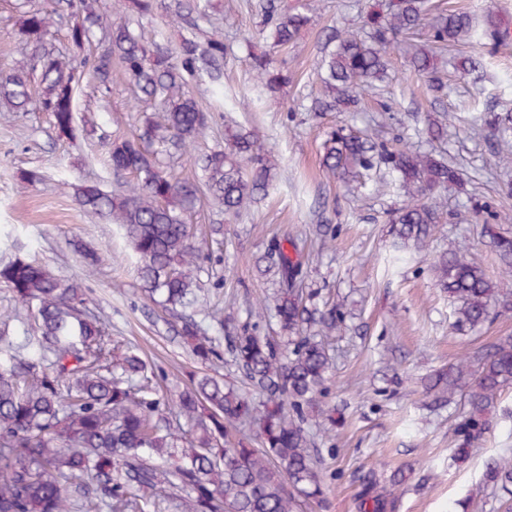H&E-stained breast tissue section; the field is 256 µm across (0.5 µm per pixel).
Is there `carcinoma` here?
I'll return each mask as SVG.
<instances>
[{
	"instance_id": "1",
	"label": "carcinoma",
	"mask_w": 512,
	"mask_h": 512,
	"mask_svg": "<svg viewBox=\"0 0 512 512\" xmlns=\"http://www.w3.org/2000/svg\"><path fill=\"white\" fill-rule=\"evenodd\" d=\"M27 6L18 30L29 47L22 59L0 69V99L15 112L35 103L49 114L61 135L77 131L75 95L86 73L101 95L111 90L112 67L134 86L141 101H157L163 122L145 119L131 138L92 128L107 147L112 170L133 179L106 192L94 182L75 187L85 211L116 224L136 256L141 292L151 303L180 319L178 335L194 358L216 365L229 353L249 390L221 378L195 375L190 386L168 399L156 387L157 372L135 349L112 344L103 323L90 313L82 284L56 276L24 257L0 265V285L12 293L0 321L27 325L21 336L0 330V512H163L175 492L186 495L187 512H305L324 502V484L312 455L313 415L325 412L333 368L326 339L340 331L343 304L321 307L306 287L304 254L288 238L268 247L265 272L277 288L273 308L280 335L264 331L266 302L251 309L236 332L219 338L202 332L195 315L207 308L199 272L204 256L186 217L203 201L227 218L237 217L266 194L277 160L251 129L227 132L225 146L194 152L212 122L189 79L224 76V39H184L176 50L148 44L135 32L139 20L155 13L162 0H124L112 23L103 22L97 0H43ZM164 5V4H162ZM262 31L271 48L297 43L316 10L301 0L291 11L259 4ZM169 21L200 28L211 23L207 9L172 0ZM69 19L68 41L81 51L97 39L106 48L95 56L68 55L50 42L51 28ZM427 31L413 47L410 68L440 83V57L454 47L512 48V30L489 9L479 16L440 8L431 0H386L366 15L363 28L331 31L335 46L321 57L325 98L319 112H350L362 94L390 80L387 55L401 37ZM255 80L276 92L288 76L269 54L247 61ZM453 67L463 76L480 74L484 56L462 52ZM471 129H489L498 143V162L512 165V111L473 118ZM186 156L202 171L199 181L181 179L163 158ZM323 167L346 187L366 186L373 171L386 170L404 193L401 206L387 214L393 247H428L432 227L446 206L444 191L464 181L461 169L433 149L396 147L370 131H332L323 143ZM486 234L505 265V276L489 279L476 255L455 252L434 258L438 286L448 293L450 327L472 331L491 320V299L512 306V234L493 225ZM512 388V336L486 349L465 353L429 377L433 403L464 402L453 429L454 454L464 459L493 429L502 395ZM183 419L189 433L174 426ZM489 482L512 485V450L486 466ZM400 473L379 491L367 481L359 512H396Z\"/></svg>"
}]
</instances>
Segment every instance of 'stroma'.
<instances>
[{
    "instance_id": "obj_1",
    "label": "stroma",
    "mask_w": 512,
    "mask_h": 512,
    "mask_svg": "<svg viewBox=\"0 0 512 512\" xmlns=\"http://www.w3.org/2000/svg\"><path fill=\"white\" fill-rule=\"evenodd\" d=\"M259 2H209L232 52L221 83L194 82L198 100L215 115L198 149L223 144L226 127L253 129L278 160L279 176L248 212L225 222L223 236L203 239L200 278L212 289L225 326L243 322L273 288L272 276L258 273L257 257L272 239L288 236L303 245L310 260L308 284L320 300L345 304L346 321L332 339L338 354L330 396L336 422L330 439L318 442L316 451L326 505L309 512H358L364 480L373 475L385 482L398 469L408 474L397 490L398 512H454L465 499L469 512H506L512 494L492 493L483 474L491 457L512 448V391L501 399L492 433L467 462L456 464L450 458L452 411H427L421 380L463 352L512 335V309L498 302L490 323L464 336L453 333L448 295L430 269L431 256L470 252L480 255L490 278L504 275L474 211L484 206L492 213L512 212V197L498 193L501 183L512 182V167L499 164L492 136L469 132L473 113L466 103L475 98L483 105H512V53L486 56L484 85L452 74L437 92L409 70L401 42L390 54L393 81L366 95L360 111L313 112L311 101L322 94L317 70L326 33L361 26L375 0H319L296 46L272 55L275 67L290 77L275 93L256 82L244 61L248 53L266 49ZM15 4L0 0V68L20 57L21 14ZM76 115L79 122L117 136L136 133L141 124L133 89L117 72L104 97L93 77L84 79ZM430 120L447 124L448 140L441 149L471 181L448 190V209L433 227L428 252L398 253L385 222L386 210L400 200L396 188L347 191L323 168L322 143L334 127L362 128L372 122L380 125L382 138L397 137L416 147L423 143L420 129ZM22 170L39 171L42 182L20 188L16 175ZM84 180L109 192L125 177L113 172L98 139L58 136L45 113L13 112L0 103V262L20 253L37 258L62 279L81 282L89 308L113 340L140 348L162 369L161 390L178 391L196 364L171 329L173 316L142 296L135 259L118 227L77 204L73 186ZM319 224L338 227L331 248H323L316 237ZM16 240L22 251L13 248ZM79 244L107 252V261L87 272L75 250Z\"/></svg>"
}]
</instances>
